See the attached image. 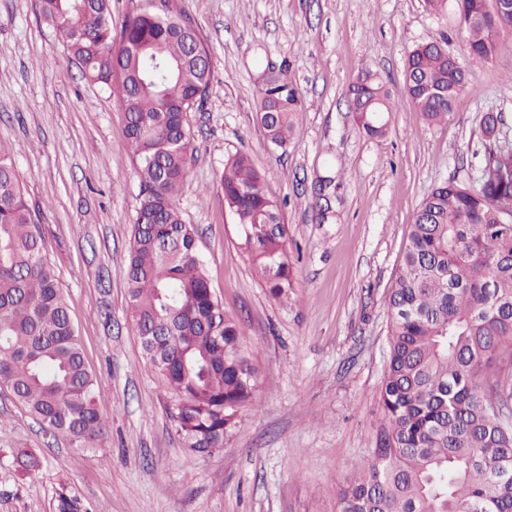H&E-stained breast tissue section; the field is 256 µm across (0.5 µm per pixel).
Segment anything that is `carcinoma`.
<instances>
[{"label":"carcinoma","instance_id":"carcinoma-1","mask_svg":"<svg viewBox=\"0 0 512 512\" xmlns=\"http://www.w3.org/2000/svg\"><path fill=\"white\" fill-rule=\"evenodd\" d=\"M475 58L496 52L512 13L455 0ZM43 20L83 75L126 114L140 192L126 255L129 314L148 366L170 395L184 447H224L256 393L243 325L224 311L178 205L193 158L188 113L211 67L194 29L145 11L112 32L110 0H40ZM257 118L288 142L300 94L287 67L261 62ZM468 76L435 42L408 55L402 95L426 123H448ZM367 135L389 132L395 101L367 70L349 87ZM501 112L484 113L480 179L449 178L420 204L388 292V357L376 448L340 492V512H512V147ZM218 182L248 259L272 298L293 287L288 227L251 157H228ZM0 387L53 436L95 447L106 423L40 225L10 148L0 144Z\"/></svg>","mask_w":512,"mask_h":512}]
</instances>
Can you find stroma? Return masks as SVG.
I'll return each mask as SVG.
<instances>
[{
	"mask_svg": "<svg viewBox=\"0 0 512 512\" xmlns=\"http://www.w3.org/2000/svg\"><path fill=\"white\" fill-rule=\"evenodd\" d=\"M160 9L188 21L211 60L212 83L189 115L194 164L179 206L215 293L245 325L258 392L223 447L204 457L183 448L128 319L139 182L122 106L83 78L39 0H0V142L15 150L107 421L95 448L79 451L0 389V512H59L65 497L85 512H338L379 434L386 295L417 208L448 177L472 181L484 112L503 113L512 139V30L483 60L467 54L455 13H431L424 0H111L112 29ZM425 41L459 59L471 90L448 124L428 125L402 101L389 134L367 136L351 83L368 68L399 92ZM265 56L287 65L303 98L282 148L256 114ZM239 150L281 202L288 251L300 256L284 302L254 272L216 189ZM322 176L337 184L324 220ZM27 453L41 462L36 474L19 465Z\"/></svg>",
	"mask_w": 512,
	"mask_h": 512,
	"instance_id": "stroma-1",
	"label": "stroma"
}]
</instances>
